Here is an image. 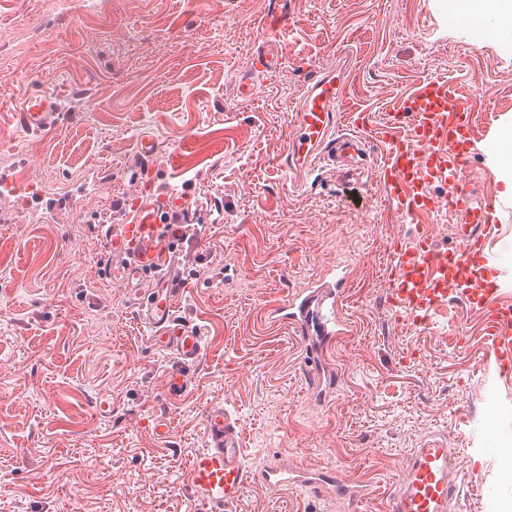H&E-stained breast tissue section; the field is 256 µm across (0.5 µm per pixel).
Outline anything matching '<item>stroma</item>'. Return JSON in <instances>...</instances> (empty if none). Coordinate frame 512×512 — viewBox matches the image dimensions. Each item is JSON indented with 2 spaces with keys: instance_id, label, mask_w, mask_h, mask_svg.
<instances>
[{
  "instance_id": "35a3bbf8",
  "label": "stroma",
  "mask_w": 512,
  "mask_h": 512,
  "mask_svg": "<svg viewBox=\"0 0 512 512\" xmlns=\"http://www.w3.org/2000/svg\"><path fill=\"white\" fill-rule=\"evenodd\" d=\"M59 11V0H0V83L12 91L0 99V171L35 158L44 196L70 199L16 223L17 198L0 195V512H199L186 477L214 406L237 419L247 465L341 469L374 490L362 512H382L411 449L463 447L490 419L512 444V402L494 404L476 371L490 353L484 312L447 303L431 328L395 326L376 272L413 225L388 211L366 165L320 166L293 187L282 136L306 64L335 68L340 52L354 68L342 112L381 116L406 88L444 77L480 95L475 129L488 135L490 118L512 114V58L444 27L436 0H108L96 12L73 0ZM279 14L293 26L283 38L267 26ZM267 41L282 67L242 102L238 69ZM35 80L67 99L46 136L10 111ZM142 131L177 153L158 180L186 184L204 219L178 246L184 286L171 295L204 354L195 389L173 403L162 398L172 354L134 318L147 293L111 277L120 260L98 232L111 212L84 204L142 191ZM467 174L476 199L502 202L493 303H512V199L492 158H470ZM338 265L351 331L325 354L322 394L299 377L307 347L271 313ZM104 396L108 417L94 409ZM156 414L172 420L171 443L152 435ZM506 480L484 452L467 465L457 512H476L480 489ZM232 512L346 510L331 494L254 485Z\"/></svg>"
}]
</instances>
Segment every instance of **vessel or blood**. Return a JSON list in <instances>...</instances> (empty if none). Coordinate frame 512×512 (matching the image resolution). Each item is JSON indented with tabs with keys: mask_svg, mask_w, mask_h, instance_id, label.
<instances>
[{
	"mask_svg": "<svg viewBox=\"0 0 512 512\" xmlns=\"http://www.w3.org/2000/svg\"><path fill=\"white\" fill-rule=\"evenodd\" d=\"M280 65L274 45L263 46L238 77L239 96L252 101L257 95L255 76L276 73ZM343 68L309 69L299 104L285 131L286 166L295 171L318 163L344 168L358 158L375 164L390 210L403 220L422 223L427 215L452 213L458 236L454 246L439 248L423 232L393 249L386 263L387 306L395 324L410 329L429 327L443 304L466 307L487 304L496 287L488 274L493 267L492 243L500 226L490 202H476L467 189V162L484 154L485 143L475 139L472 118L483 103L462 94L452 80L428 77L404 95L389 101L378 121L364 123L359 132L338 131L339 109L350 85ZM21 128L31 134L54 131L60 120L59 95L41 85L31 86L14 104ZM143 166L140 182L154 184L157 169L175 164V156H162L156 139L140 133L136 140ZM438 184L443 197L431 195ZM199 214L189 190L174 184L158 189L150 198H127L113 221L100 232L109 251L123 262L115 277L133 285L167 277L175 260V242L197 223ZM341 280L321 281L290 297L275 309L276 322L292 327L310 346L303 363L309 388L320 384L317 365L327 348L341 335L343 323L324 322L326 309H338ZM140 317L160 333L162 345L178 356L164 373V397L176 400L193 384L191 368L202 350L199 329L175 325L170 298L150 297L140 304ZM487 330L497 346L512 347V307L490 311ZM208 441L192 458L187 483L194 501L207 512H225L253 483L269 488L303 486L321 490L324 482L336 485L337 494L350 503L368 496L366 486L340 470L309 473L281 464L256 471L241 457L238 423L221 407L206 413ZM474 448H451L436 442L412 449L399 480L384 494L385 512H452L460 497L462 477Z\"/></svg>",
	"mask_w": 512,
	"mask_h": 512,
	"instance_id": "obj_1",
	"label": "vessel or blood"
}]
</instances>
